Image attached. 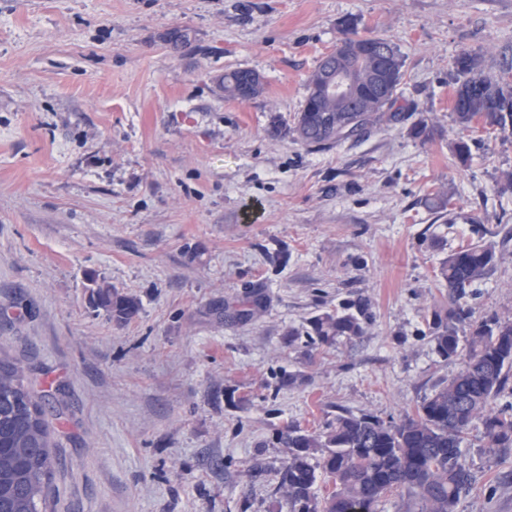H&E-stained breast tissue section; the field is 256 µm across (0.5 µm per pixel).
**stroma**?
<instances>
[{"label":"stroma","instance_id":"stroma-1","mask_svg":"<svg viewBox=\"0 0 512 512\" xmlns=\"http://www.w3.org/2000/svg\"><path fill=\"white\" fill-rule=\"evenodd\" d=\"M348 16L396 46L403 117L308 146L294 117ZM465 49L512 77V0H0V352L59 388L48 512H288L286 426L398 419L456 372L431 333L448 254L494 243L469 304L512 319V131L455 122ZM235 68L263 94L225 99ZM358 302L365 335H310ZM461 461L454 512H512V448L474 430ZM91 300L95 307L107 311L117 322L131 320L140 310V303L137 298L121 294L109 285L97 286Z\"/></svg>","mask_w":512,"mask_h":512}]
</instances>
